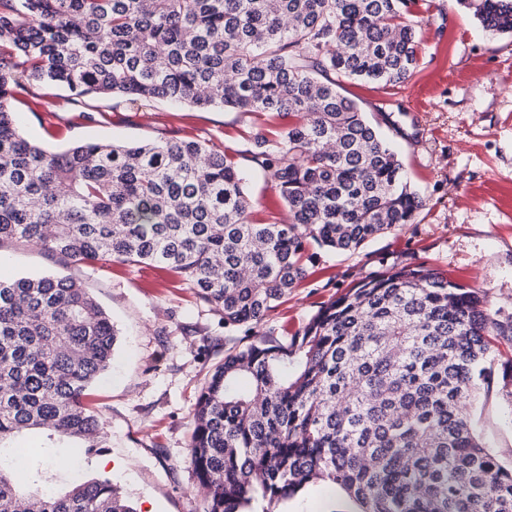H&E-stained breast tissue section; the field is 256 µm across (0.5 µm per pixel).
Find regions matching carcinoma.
Listing matches in <instances>:
<instances>
[{"label": "carcinoma", "mask_w": 512, "mask_h": 512, "mask_svg": "<svg viewBox=\"0 0 512 512\" xmlns=\"http://www.w3.org/2000/svg\"><path fill=\"white\" fill-rule=\"evenodd\" d=\"M512 33V0H457ZM420 0H0V244L73 263L178 271L231 343L198 396L190 464L205 512H284L309 485L355 512H512V463L467 406L494 372L512 313L418 265L358 282L288 339L258 333L321 255L354 253L425 206L400 154L342 93L394 87L419 65ZM52 83L131 108L247 117L251 161L286 216L266 223L237 155L212 140L76 143L23 137L12 100ZM116 331L75 279L0 278V512H136L106 477L57 487L62 459L16 443L32 430L75 461L102 447L90 388Z\"/></svg>", "instance_id": "cac0c4a2"}]
</instances>
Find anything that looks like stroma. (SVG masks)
Here are the masks:
<instances>
[{
	"label": "stroma",
	"mask_w": 512,
	"mask_h": 512,
	"mask_svg": "<svg viewBox=\"0 0 512 512\" xmlns=\"http://www.w3.org/2000/svg\"><path fill=\"white\" fill-rule=\"evenodd\" d=\"M345 93L389 137L425 200L414 223L373 239L352 254L324 257L288 300L267 316L264 332L293 336L321 305L358 281L405 264H423L484 291L489 309L512 312V35L486 30L457 0H432L421 32L415 76L396 87L349 82ZM61 87L44 84L16 102L21 134L60 151L74 143H136L160 135L222 141L244 151L236 112L157 104L151 112H115L92 97L105 117L60 109ZM54 274L81 282L117 330L112 367L91 389L105 448L80 461L87 477L105 475L138 512H203L204 496L189 460L196 399L226 342L244 329L201 301L174 270L102 261L61 260L38 248L0 244V277ZM474 412L490 448L512 462V413L502 396L512 345L501 344ZM350 500L323 486L304 488L288 512H352Z\"/></svg>",
	"instance_id": "1"
}]
</instances>
